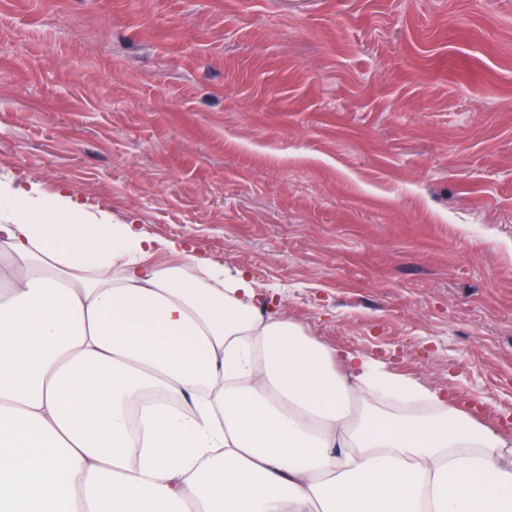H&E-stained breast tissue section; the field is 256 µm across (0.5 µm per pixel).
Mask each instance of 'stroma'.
Listing matches in <instances>:
<instances>
[{"label":"stroma","mask_w":512,"mask_h":512,"mask_svg":"<svg viewBox=\"0 0 512 512\" xmlns=\"http://www.w3.org/2000/svg\"><path fill=\"white\" fill-rule=\"evenodd\" d=\"M0 174L512 440V0H0Z\"/></svg>","instance_id":"stroma-1"}]
</instances>
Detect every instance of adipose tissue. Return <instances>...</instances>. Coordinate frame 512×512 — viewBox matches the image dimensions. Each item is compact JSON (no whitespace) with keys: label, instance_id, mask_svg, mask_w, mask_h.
Wrapping results in <instances>:
<instances>
[{"label":"adipose tissue","instance_id":"obj_1","mask_svg":"<svg viewBox=\"0 0 512 512\" xmlns=\"http://www.w3.org/2000/svg\"><path fill=\"white\" fill-rule=\"evenodd\" d=\"M0 254V512H512L511 441L186 242L0 178Z\"/></svg>","mask_w":512,"mask_h":512}]
</instances>
